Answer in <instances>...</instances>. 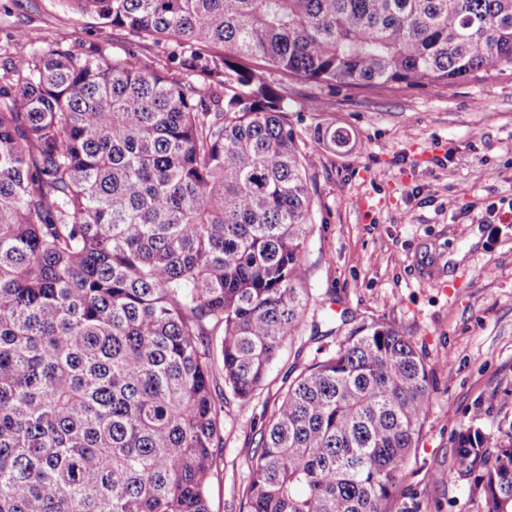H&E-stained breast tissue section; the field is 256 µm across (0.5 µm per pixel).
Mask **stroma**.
<instances>
[{
  "mask_svg": "<svg viewBox=\"0 0 512 512\" xmlns=\"http://www.w3.org/2000/svg\"><path fill=\"white\" fill-rule=\"evenodd\" d=\"M20 29L125 50L120 35L61 0H0V60L22 54L12 39ZM288 103L320 201L307 253L309 325L250 404L225 406L211 512H239L252 450L290 370L334 350L339 328L372 320L403 331L433 371L396 512H478L453 472L455 438L470 421L493 436L512 419V223L481 221L489 205L512 208V75L424 87L293 82ZM330 126L348 133L347 147L324 146Z\"/></svg>",
  "mask_w": 512,
  "mask_h": 512,
  "instance_id": "obj_1",
  "label": "stroma"
}]
</instances>
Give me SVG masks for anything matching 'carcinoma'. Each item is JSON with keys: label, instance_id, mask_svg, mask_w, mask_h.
Here are the masks:
<instances>
[{"label": "carcinoma", "instance_id": "obj_1", "mask_svg": "<svg viewBox=\"0 0 512 512\" xmlns=\"http://www.w3.org/2000/svg\"><path fill=\"white\" fill-rule=\"evenodd\" d=\"M62 2L126 51L18 34L0 64V512H210L224 407L311 296L288 81L512 72V0ZM431 381L398 328H350L282 393L240 512H392ZM454 466L512 512V420L462 427Z\"/></svg>", "mask_w": 512, "mask_h": 512}]
</instances>
